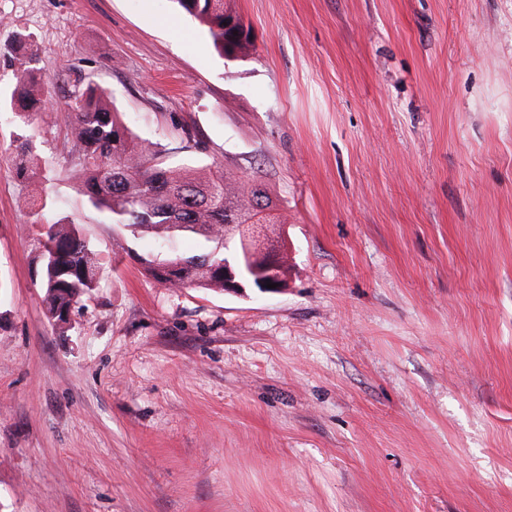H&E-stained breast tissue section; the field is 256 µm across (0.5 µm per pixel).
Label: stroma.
I'll use <instances>...</instances> for the list:
<instances>
[{"label": "stroma", "instance_id": "35a3bbf8", "mask_svg": "<svg viewBox=\"0 0 512 512\" xmlns=\"http://www.w3.org/2000/svg\"><path fill=\"white\" fill-rule=\"evenodd\" d=\"M0 0L53 95L266 184L288 286L167 288L37 124L97 288L55 325L0 112V512H512V0ZM179 9L198 21L219 54L227 60L237 59L249 53L254 46L249 31L243 37L239 29L244 27L240 17L224 0H174ZM236 20V24L231 22ZM226 22V25H223ZM237 31V35L233 32Z\"/></svg>", "mask_w": 512, "mask_h": 512}]
</instances>
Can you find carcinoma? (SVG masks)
<instances>
[{
  "mask_svg": "<svg viewBox=\"0 0 512 512\" xmlns=\"http://www.w3.org/2000/svg\"><path fill=\"white\" fill-rule=\"evenodd\" d=\"M174 2L198 21L225 59L245 56L254 46L250 35L237 33L241 19L224 0ZM3 55L21 65L10 93L0 94V106L10 107L13 115L10 161L32 201L31 223L40 228L41 288L49 319L67 323L63 311L96 287L99 259L77 222L52 217L46 209L49 186L33 172L40 156L31 129L38 120L64 123V162L80 176L87 204L109 223L167 242L183 236L197 240L190 254L140 258L146 275L171 288L224 290V225L253 218L258 224L272 222L277 203L269 189L222 169L168 163L152 143L128 129L113 101L90 80L79 81L58 103L38 67L37 50L26 40L16 41Z\"/></svg>",
  "mask_w": 512,
  "mask_h": 512,
  "instance_id": "obj_1",
  "label": "carcinoma"
}]
</instances>
